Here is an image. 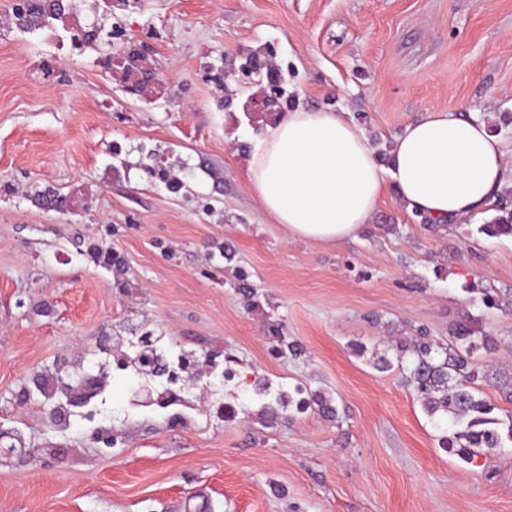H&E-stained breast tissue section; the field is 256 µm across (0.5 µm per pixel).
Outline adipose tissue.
<instances>
[{"mask_svg": "<svg viewBox=\"0 0 512 512\" xmlns=\"http://www.w3.org/2000/svg\"><path fill=\"white\" fill-rule=\"evenodd\" d=\"M502 144L487 122L432 111L409 124L381 164L342 113L298 107L253 143L249 186L289 235L326 244L356 238L379 198L439 224L489 207L505 181Z\"/></svg>", "mask_w": 512, "mask_h": 512, "instance_id": "adipose-tissue-1", "label": "adipose tissue"}]
</instances>
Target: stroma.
<instances>
[{"label": "stroma", "mask_w": 512, "mask_h": 512, "mask_svg": "<svg viewBox=\"0 0 512 512\" xmlns=\"http://www.w3.org/2000/svg\"><path fill=\"white\" fill-rule=\"evenodd\" d=\"M12 3L0 0V430L35 455L0 453V512H512V445L469 462L440 448L398 369L371 364L388 340L422 328L445 342L471 320L489 338L474 354L482 396L512 411V236L479 231L495 210L432 228L390 190L356 240L288 237L246 179L251 141L282 118L260 105L267 79L216 80L242 54L273 55L290 106L346 113L379 151L426 112L478 116L512 169V0H78L103 34L50 77L56 39L8 22ZM129 35L155 74L145 95L98 66ZM48 188L65 209L34 203ZM89 243L123 275L81 255ZM148 330L232 372L193 420L136 405L141 376L97 345ZM46 372L103 378L104 392L59 423L65 395L34 388ZM298 386L302 412L277 401ZM98 427L113 447L92 442Z\"/></svg>", "instance_id": "35a3bbf8"}]
</instances>
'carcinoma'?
Here are the masks:
<instances>
[{
	"label": "carcinoma",
	"instance_id": "1",
	"mask_svg": "<svg viewBox=\"0 0 512 512\" xmlns=\"http://www.w3.org/2000/svg\"><path fill=\"white\" fill-rule=\"evenodd\" d=\"M61 12L58 0H27L17 14L27 22V28L41 25L45 19ZM496 208L501 215L480 232L491 236H512V191L498 194ZM481 328L475 322L456 324L450 332L449 343L432 341L420 329L411 342L393 347L395 359L382 355L375 367L387 371L398 365L405 373L417 401L431 417L438 414L451 417V430H443L439 447L455 450L468 462L475 456L502 448L512 442V412L500 419L493 415L495 406L480 395V371L472 364L473 350L484 337L477 336Z\"/></svg>",
	"mask_w": 512,
	"mask_h": 512
}]
</instances>
